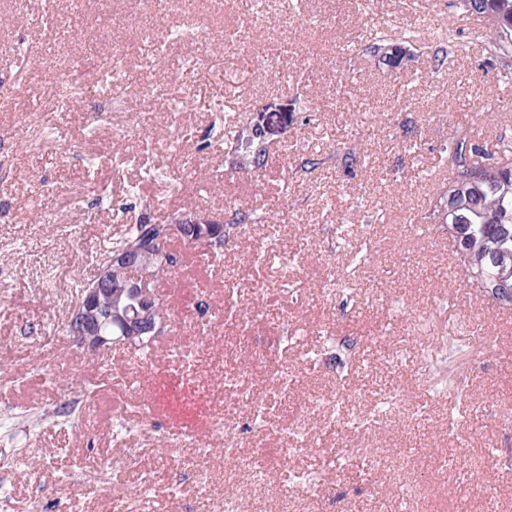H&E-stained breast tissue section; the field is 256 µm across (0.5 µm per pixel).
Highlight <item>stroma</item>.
Here are the masks:
<instances>
[{"label": "stroma", "instance_id": "35a3bbf8", "mask_svg": "<svg viewBox=\"0 0 512 512\" xmlns=\"http://www.w3.org/2000/svg\"><path fill=\"white\" fill-rule=\"evenodd\" d=\"M252 2L140 0L139 15L70 28L49 62L44 35L0 0V162L12 169L0 178V268L11 272L0 283V512H112L117 497L131 512H219L228 493L248 512H512V307L462 290L448 230L426 217L456 129L475 128L491 150L512 140V56L488 60L457 0H303L297 12L261 0V41L293 49L240 90L227 79L247 65L222 35ZM186 15L210 32L204 68L187 71L192 43L158 57L147 79L163 94L130 85L95 139L85 128L103 97L85 89L58 117L64 138L27 150L36 106H51L86 53L108 58L139 17L160 39ZM424 18L457 37L444 65L415 43L397 67L362 61L369 32ZM218 118L264 129L263 168L226 169L222 142L208 138ZM143 134L156 150L118 165ZM100 185L109 205L96 201ZM234 211L248 219L210 262L172 244L183 271L165 300L176 334L147 355L74 344L77 285L106 241L139 219L225 222ZM265 212L286 220L257 222ZM228 273L237 307L257 321L223 318ZM228 379L272 407L274 423H254ZM384 401L395 411L355 428ZM69 405L80 420L56 426ZM300 409L310 437L289 454L281 430ZM221 420L235 427L230 455ZM249 457L264 461L263 482L240 469ZM397 463L417 498L391 480ZM291 467L319 486L294 489ZM200 470L206 483L190 478Z\"/></svg>", "mask_w": 512, "mask_h": 512}]
</instances>
